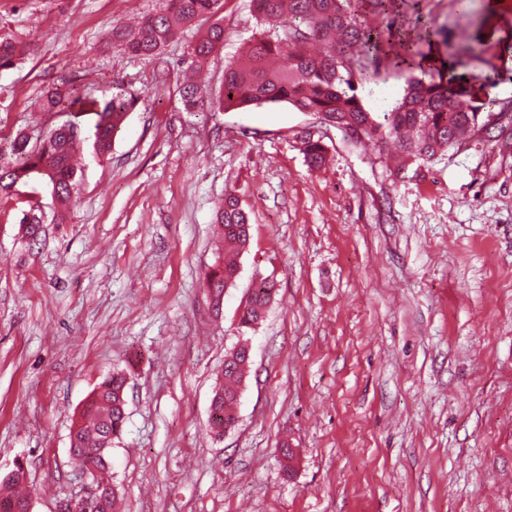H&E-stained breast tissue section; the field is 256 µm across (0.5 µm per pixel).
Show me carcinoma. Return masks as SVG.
Wrapping results in <instances>:
<instances>
[{
    "instance_id": "obj_1",
    "label": "carcinoma",
    "mask_w": 512,
    "mask_h": 512,
    "mask_svg": "<svg viewBox=\"0 0 512 512\" xmlns=\"http://www.w3.org/2000/svg\"><path fill=\"white\" fill-rule=\"evenodd\" d=\"M353 0H253L254 17L262 31L247 48L232 58L224 69V82L215 98L205 101L199 87L187 81L178 93L187 110L210 105L220 111L252 104L286 102L302 112H312L330 121L345 133L354 126H365V139L379 148L393 145L398 163L392 175L401 180L413 165L434 160L440 153L462 144L476 131L491 133L488 117L494 112H512V103L479 98L462 83L450 84L443 75L424 73V56L411 39L402 43L395 67L407 75L406 88L393 108L374 125L370 112L357 94L364 79V60L379 49L381 33L364 26L352 8ZM466 19L467 51L475 52L474 34L482 21L471 9V0H458ZM224 0H165L164 8L142 19L134 29L115 25L108 31L112 43L135 57L157 54L193 22L208 23L205 33L188 45L191 68L200 70L210 56L224 47V22L219 13ZM26 54V47L14 40L0 41V68H8ZM135 103L132 96L96 95L88 86L62 82L41 98L46 112L71 116L73 110L89 108L97 116L93 149L105 158L112 139ZM81 127L68 119L46 135L31 140L19 133L9 143L8 155L0 150V202L13 197L14 189L33 179L52 187L58 204L55 218L64 222L78 184L71 157L81 140ZM302 152L308 165L320 167L326 159L321 140L304 137ZM249 213L233 193L224 196V207L216 215L224 239V254L206 276L214 305H220L225 288L238 275V256L249 244ZM274 284L261 280L252 289L240 325L253 328L261 320L272 298ZM249 360L245 348L229 354L218 376L212 397L213 412L219 424L232 427L236 422L244 368ZM126 377L114 373L105 378L83 405L81 419L70 434L72 455L81 470L96 465L99 474L92 480L111 482L109 451L126 421ZM23 470L0 478V505L12 512H26L30 495L17 490Z\"/></svg>"
}]
</instances>
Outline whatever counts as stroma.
Returning <instances> with one entry per match:
<instances>
[{
	"label": "stroma",
	"mask_w": 512,
	"mask_h": 512,
	"mask_svg": "<svg viewBox=\"0 0 512 512\" xmlns=\"http://www.w3.org/2000/svg\"><path fill=\"white\" fill-rule=\"evenodd\" d=\"M163 0H0V40L28 46L0 71V142L44 134L59 77L134 95L107 158L77 154V201L54 219L33 182L41 234L0 207V476L22 462L32 512L85 487L69 433L113 371L127 420L110 451L117 512H512V146L478 134L393 181L391 158L321 117L264 103L185 111L177 92L195 23L149 59L114 46ZM481 50L465 52L456 0H355L389 38L358 87L366 108L408 35L451 61L481 97L512 101V0H474ZM224 46L204 68L217 93L226 60L252 39L250 0H224ZM320 137L309 168L300 134ZM250 215L239 276L214 306L225 192ZM275 293L239 326L259 280ZM251 346L235 429L207 433L216 374ZM294 451L284 471L281 444Z\"/></svg>",
	"instance_id": "35a3bbf8"
}]
</instances>
